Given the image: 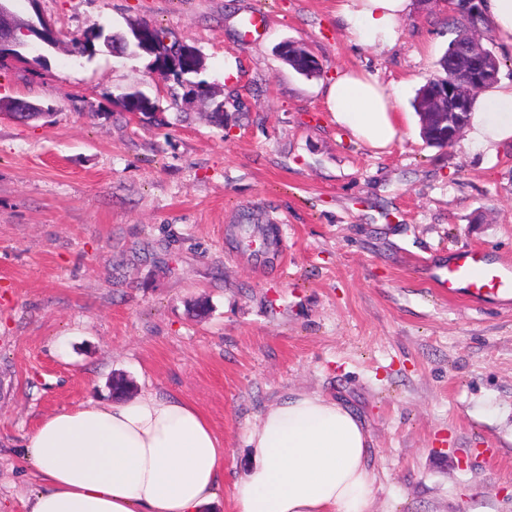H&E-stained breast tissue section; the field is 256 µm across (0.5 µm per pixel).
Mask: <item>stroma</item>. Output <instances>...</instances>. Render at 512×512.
Instances as JSON below:
<instances>
[{"mask_svg": "<svg viewBox=\"0 0 512 512\" xmlns=\"http://www.w3.org/2000/svg\"><path fill=\"white\" fill-rule=\"evenodd\" d=\"M340 0H14L60 41L0 68V512H27L25 457L48 415L135 393L193 403L224 440V489L249 431L288 396L335 398L371 437L369 512H512V294L439 292L455 251L512 264V149L429 146L412 106L454 37L453 0H413L391 46L349 42ZM148 23L193 50L207 97L172 96L150 55L73 36ZM304 46L321 73L278 52ZM341 67L396 90L399 139L377 151L325 102ZM140 91L169 120L127 112ZM224 111L223 127L209 115ZM275 225L264 261L246 214ZM208 302L206 317L188 307Z\"/></svg>", "mask_w": 512, "mask_h": 512, "instance_id": "1", "label": "stroma"}]
</instances>
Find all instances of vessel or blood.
Returning <instances> with one entry per match:
<instances>
[{
    "label": "vessel or blood",
    "mask_w": 512,
    "mask_h": 512,
    "mask_svg": "<svg viewBox=\"0 0 512 512\" xmlns=\"http://www.w3.org/2000/svg\"><path fill=\"white\" fill-rule=\"evenodd\" d=\"M436 286L451 296L461 291L473 298L491 290L512 293V268L491 266L482 251L462 249L437 276Z\"/></svg>",
    "instance_id": "b4317fda"
}]
</instances>
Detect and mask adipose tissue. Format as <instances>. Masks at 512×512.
I'll return each instance as SVG.
<instances>
[{
	"instance_id": "obj_1",
	"label": "adipose tissue",
	"mask_w": 512,
	"mask_h": 512,
	"mask_svg": "<svg viewBox=\"0 0 512 512\" xmlns=\"http://www.w3.org/2000/svg\"><path fill=\"white\" fill-rule=\"evenodd\" d=\"M411 0H343L350 42L384 47ZM325 100L338 125L375 149L399 136L395 97L369 73L337 70ZM485 149L512 144V85L483 94L468 131ZM253 463L234 484L235 512H368L376 476L369 436L340 402L296 394L250 430ZM27 458L39 487L28 512H211L224 475V440L180 398L143 393L90 400L45 418Z\"/></svg>"
}]
</instances>
